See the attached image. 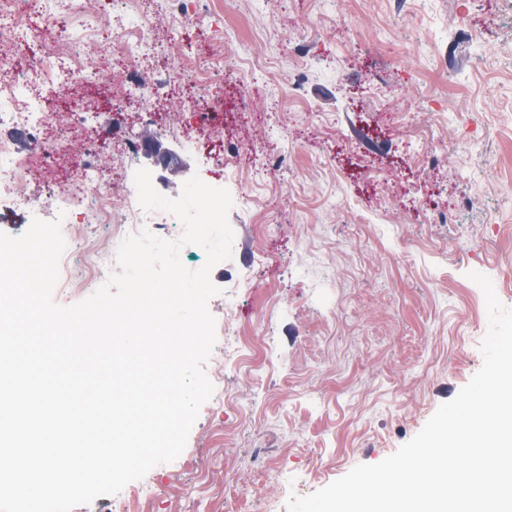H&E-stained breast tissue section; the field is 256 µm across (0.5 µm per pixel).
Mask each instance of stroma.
Listing matches in <instances>:
<instances>
[{
	"instance_id": "stroma-1",
	"label": "stroma",
	"mask_w": 512,
	"mask_h": 512,
	"mask_svg": "<svg viewBox=\"0 0 512 512\" xmlns=\"http://www.w3.org/2000/svg\"><path fill=\"white\" fill-rule=\"evenodd\" d=\"M142 7L157 50L125 82L150 79L159 109L96 107L101 165L131 178L124 141L155 140L187 167L155 169L162 195L206 174L250 198L210 274L204 371L224 384L179 457L147 473L146 512H250L260 497L286 512L290 494L394 454L481 368L470 271L512 308V0H223L185 26L168 0ZM217 52L231 59L210 90L176 69ZM200 98L205 120L187 109ZM267 468L280 480H259Z\"/></svg>"
}]
</instances>
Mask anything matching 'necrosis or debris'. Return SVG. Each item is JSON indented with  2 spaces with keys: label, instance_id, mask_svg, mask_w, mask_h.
<instances>
[{
  "label": "necrosis or debris",
  "instance_id": "necrosis-or-debris-1",
  "mask_svg": "<svg viewBox=\"0 0 512 512\" xmlns=\"http://www.w3.org/2000/svg\"><path fill=\"white\" fill-rule=\"evenodd\" d=\"M123 2V12L114 14L93 7L92 0H38L42 15L62 29V36L42 41L38 55L23 69L15 68L10 56L0 52V212L77 217L79 228L68 227L62 232L66 249L60 264L68 266L77 257L93 274L104 272L112 264V254L97 250L93 238L97 225L111 222L114 193H122L126 203L124 220L116 225V241L143 229L161 237L179 222L166 211L142 210L135 185L106 178L95 161L101 143L92 137L79 148L81 162L73 166L68 177L56 182L45 198L35 197L28 190L32 173L52 166L59 156L58 149L40 139L43 129L55 122L44 108V90H64L75 82L94 86L122 81L120 71L103 67L106 57L114 52L122 55L127 67L149 59L152 43L148 16L138 9L137 0ZM100 27L110 29L111 38L96 42L95 50L78 52V44L91 42L94 29ZM16 128L29 130L35 138L29 154L16 152L9 135Z\"/></svg>",
  "mask_w": 512,
  "mask_h": 512
}]
</instances>
